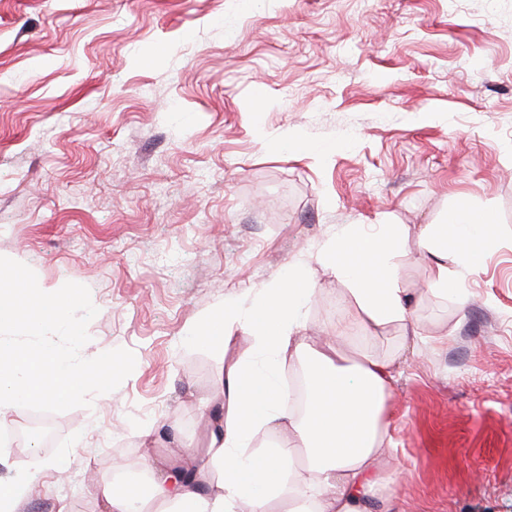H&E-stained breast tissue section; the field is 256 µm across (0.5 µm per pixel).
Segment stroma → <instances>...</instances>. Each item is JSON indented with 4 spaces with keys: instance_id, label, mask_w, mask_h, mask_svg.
<instances>
[{
    "instance_id": "obj_1",
    "label": "stroma",
    "mask_w": 512,
    "mask_h": 512,
    "mask_svg": "<svg viewBox=\"0 0 512 512\" xmlns=\"http://www.w3.org/2000/svg\"><path fill=\"white\" fill-rule=\"evenodd\" d=\"M462 206L497 245L472 273L449 261L460 294L427 290L418 240ZM348 224L399 226L416 339L366 325L316 263ZM0 256L89 288L84 358H136L54 414L52 446H0L31 512H106L99 482L202 445L245 344L190 336L291 263L317 285L307 336L341 319L343 352L396 359L377 497L512 512V0H0Z\"/></svg>"
}]
</instances>
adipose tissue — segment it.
Returning <instances> with one entry per match:
<instances>
[{"label":"adipose tissue","mask_w":512,"mask_h":512,"mask_svg":"<svg viewBox=\"0 0 512 512\" xmlns=\"http://www.w3.org/2000/svg\"><path fill=\"white\" fill-rule=\"evenodd\" d=\"M493 244L490 216L467 208L449 213L418 243V254L433 258L431 290L447 289L449 259L473 271ZM404 249L393 225L367 230L352 224L327 243L317 261L348 284L350 297L374 327L395 323L413 336L417 318L392 266ZM314 290L313 279L292 267L261 288L252 312L228 304L210 317L202 339L220 333L229 344L243 331L251 352L266 355V365L256 368L244 355L232 362L210 400L214 415L205 447L186 448L177 463L152 474L146 487L99 484L107 512H367L389 444L386 395L394 360L350 358L330 345L315 348L301 333V314ZM286 359L309 368V401L302 413L277 378V364ZM257 387L265 395L260 404L253 397ZM261 434L272 436L269 448H259ZM217 466L224 471L218 482Z\"/></svg>","instance_id":"1"}]
</instances>
